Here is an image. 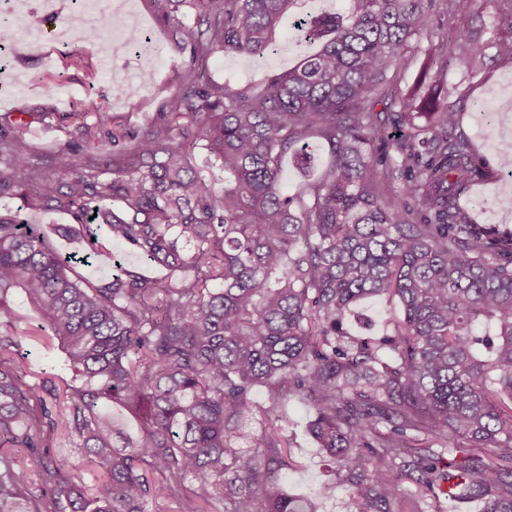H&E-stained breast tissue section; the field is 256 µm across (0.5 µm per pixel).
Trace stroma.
Returning a JSON list of instances; mask_svg holds the SVG:
<instances>
[{"label": "stroma", "mask_w": 512, "mask_h": 512, "mask_svg": "<svg viewBox=\"0 0 512 512\" xmlns=\"http://www.w3.org/2000/svg\"><path fill=\"white\" fill-rule=\"evenodd\" d=\"M53 2L55 14L48 23V32L27 26L20 28L18 51L10 66L0 72V116L27 112L38 105L50 112L48 118L32 121L30 127V162L34 169L47 173L56 169L59 145L74 134V123L63 120L62 115L73 111L75 101L92 99L100 111L117 117L118 126L124 131L146 130L157 120L165 102L182 90L181 74L186 64L185 55L175 45L172 23L157 17L147 0H141L135 23L150 31V53L112 64L105 57L103 43L84 42L75 30L69 29L66 20L75 9L73 0ZM455 26L477 36L485 47L478 74L453 64L442 80L450 102L460 107L457 130L471 141L476 161L484 172L460 196L458 204L470 213L475 223L496 227L500 234L508 235L512 233V209L495 205L508 169L504 155L493 150L492 145L499 140H512V125L479 131L473 108L480 103H491L494 92L505 79L512 77V61L498 56L496 50L497 39L512 26L502 18L495 0H469L459 10ZM66 48L80 50L93 63L88 72H65L71 92L67 102L44 92L45 84L62 70L61 53ZM302 56V50L283 34L279 37L278 53L265 58L219 53L210 59L208 67L215 78L243 85L284 73ZM132 86L137 89L133 95L128 92ZM398 311L396 301L370 298L357 306L348 327L357 336H379ZM284 410L286 434L291 442L289 452L295 462L294 468L283 476L285 489L303 499L311 512H352L351 486L339 479L335 463L309 432L310 408L301 400L291 399L285 402Z\"/></svg>", "instance_id": "stroma-1"}]
</instances>
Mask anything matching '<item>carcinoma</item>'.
<instances>
[{
  "mask_svg": "<svg viewBox=\"0 0 512 512\" xmlns=\"http://www.w3.org/2000/svg\"><path fill=\"white\" fill-rule=\"evenodd\" d=\"M185 1L197 27L178 40L188 86L128 148L113 150L115 134L96 139L114 121L99 112L60 147V175L45 176L29 166L28 122L0 124V512H143L149 499L172 512H308L279 478L292 468L281 451L289 397L311 406L310 430L353 488L354 512H424L429 496L512 512V235L458 206L481 170L455 105L435 89L416 110L395 95L407 49L429 27L425 0H349L318 14L304 0H150L179 31ZM499 2L509 32L497 52L512 60V0ZM287 14L308 30L299 44L317 50L286 74L235 87L206 71L218 52L274 53ZM110 34L104 17L84 29L93 42ZM454 39L483 56L465 32ZM453 55L433 53L434 81ZM64 68L92 64L74 50ZM313 137L330 164L290 195L282 161L308 168ZM198 148L223 186L192 164ZM15 198L67 212L102 265L115 242L169 274L119 263L95 284ZM95 224L109 225L106 242ZM378 296L400 305L392 332L351 335V307ZM18 297L64 354L65 431L101 474L92 489L49 454L57 388L28 382L15 361L31 335L17 329ZM261 386L271 401L244 459ZM110 403L138 420L135 436H121ZM485 445L497 461L470 453Z\"/></svg>",
  "mask_w": 512,
  "mask_h": 512,
  "instance_id": "1",
  "label": "carcinoma"
}]
</instances>
